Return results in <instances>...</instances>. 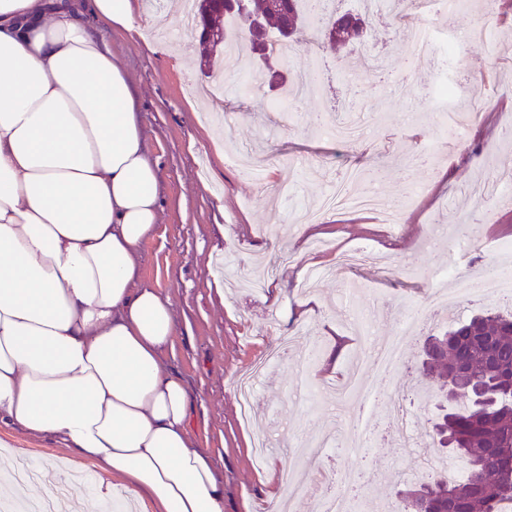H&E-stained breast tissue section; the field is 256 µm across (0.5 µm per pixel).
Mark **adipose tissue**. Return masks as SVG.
<instances>
[{
    "label": "adipose tissue",
    "instance_id": "ef3b65f1",
    "mask_svg": "<svg viewBox=\"0 0 512 512\" xmlns=\"http://www.w3.org/2000/svg\"><path fill=\"white\" fill-rule=\"evenodd\" d=\"M134 0H0V422L121 478L158 512H224L141 283L162 210L128 74L102 37Z\"/></svg>",
    "mask_w": 512,
    "mask_h": 512
}]
</instances>
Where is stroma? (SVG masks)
<instances>
[{
  "mask_svg": "<svg viewBox=\"0 0 512 512\" xmlns=\"http://www.w3.org/2000/svg\"><path fill=\"white\" fill-rule=\"evenodd\" d=\"M136 6L141 32L115 30L107 38L130 76L147 150L158 164L163 209L154 233L139 247L140 274L144 284L171 299L177 330L165 363L193 398L191 439L211 455L224 484L225 512H282L286 505L292 512H311L308 498L285 502L280 476L288 471L294 479L346 492L360 475V491L368 500L397 507L395 476H410L428 463L442 465V450L424 445L437 410H417L413 445L402 448L388 434L389 412L397 401L379 393L371 407L375 445L360 454L350 451L345 407L325 381L346 376L355 359L363 366L361 379L372 381L374 374L368 345L349 322L345 287L356 286L353 304L373 315L377 338L396 330L405 304L416 305L423 315L402 353L401 383L409 403L415 399L425 337L482 308L512 311L507 301L478 306L455 300L440 318L427 303L439 286L435 272L448 262L474 271L503 262L496 245L512 240V202L487 210L466 197L477 179L512 167V146L499 143L502 126L512 125V0H488L458 12L451 22L463 35L493 26L504 41L497 48L469 41L457 67L449 69V79L464 84V99L475 117L468 139L442 144L432 156L425 155L423 144L438 135L434 86L439 66L405 58L402 30L394 19L371 24L365 47L384 56L386 64L379 69L332 50L306 29L279 63L293 75L318 67L331 88L329 104L309 98L299 113L324 114L329 124L354 116L369 124L367 139L343 147L295 121L284 109L283 96L262 82H255L250 96H238L236 84L241 76L255 74L253 63L237 72L219 53L205 75L199 69L198 39L190 31L176 29L167 44L143 36L154 11H169L168 0L150 5L136 0ZM212 79L226 88L215 108L190 90L191 84L204 86ZM241 147L264 156L263 179L233 164L231 156ZM352 169L375 180L387 205L404 200L414 184L425 190L401 212L394 228L379 223L373 212H319L330 183ZM462 210L475 214L464 251L454 244ZM362 243L374 247V264L326 277L314 291L299 293L297 285L308 269L336 265L345 249ZM285 252L293 260L278 266ZM218 256L230 259L233 278L264 270L257 290L216 289L220 276L212 260ZM285 336L292 339L288 356L266 369L253 396L252 416L243 420L235 382ZM261 440L267 455L260 465L254 450ZM0 441L10 445L17 460L51 466L56 474H84L70 512L105 504L112 512H131L125 488L93 462L1 423Z\"/></svg>",
  "mask_w": 512,
  "mask_h": 512,
  "instance_id": "stroma-1",
  "label": "stroma"
}]
</instances>
